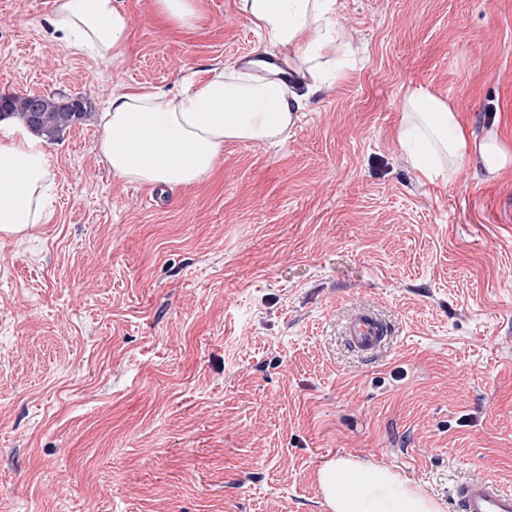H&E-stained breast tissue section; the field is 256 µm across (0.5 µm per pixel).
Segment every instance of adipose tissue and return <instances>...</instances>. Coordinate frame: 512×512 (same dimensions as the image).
<instances>
[{
  "mask_svg": "<svg viewBox=\"0 0 512 512\" xmlns=\"http://www.w3.org/2000/svg\"><path fill=\"white\" fill-rule=\"evenodd\" d=\"M341 0H240L276 67L254 61L238 71L187 82L177 92L129 88L112 93L99 119L98 150L113 175L149 186L197 184L215 170L228 142H282L305 107L294 75L323 83L340 74L349 48L336 27ZM131 18L119 0H53L51 38L74 53L124 65ZM400 148L427 180L453 173L478 153L487 173L512 164L494 139L471 149L452 105L424 85L407 89ZM50 146L13 118L0 120V236L32 237L47 215ZM331 512H442L391 469L339 457L318 471Z\"/></svg>",
  "mask_w": 512,
  "mask_h": 512,
  "instance_id": "adipose-tissue-1",
  "label": "adipose tissue"
}]
</instances>
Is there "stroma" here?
<instances>
[{
	"mask_svg": "<svg viewBox=\"0 0 512 512\" xmlns=\"http://www.w3.org/2000/svg\"><path fill=\"white\" fill-rule=\"evenodd\" d=\"M191 29L124 0L122 68L48 38L52 0H0V95L90 103L50 145L37 235L0 237V512H330L317 472L393 469L457 512L512 491V166L423 179L408 87L512 153V0H344L353 55L284 142L226 143L203 182L116 177L112 92L163 91L259 54L238 0ZM388 327L364 354L353 310ZM455 497L461 512H512V492L480 477L457 485Z\"/></svg>",
	"mask_w": 512,
	"mask_h": 512,
	"instance_id": "obj_1",
	"label": "stroma"
}]
</instances>
